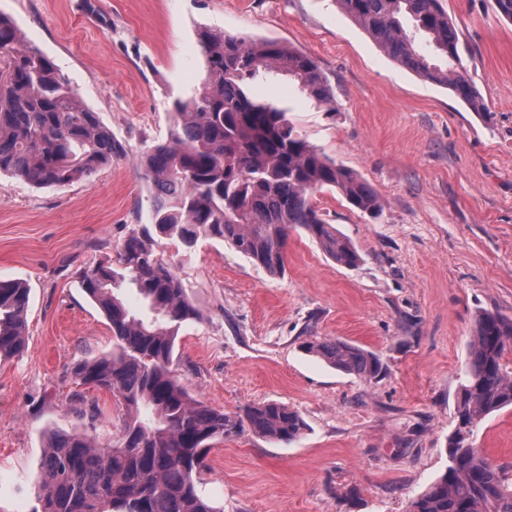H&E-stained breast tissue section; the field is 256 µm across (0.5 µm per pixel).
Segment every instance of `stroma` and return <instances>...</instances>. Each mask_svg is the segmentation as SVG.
<instances>
[{
  "label": "stroma",
  "instance_id": "35a3bbf8",
  "mask_svg": "<svg viewBox=\"0 0 512 512\" xmlns=\"http://www.w3.org/2000/svg\"><path fill=\"white\" fill-rule=\"evenodd\" d=\"M467 68L491 115L387 57L337 0H0L128 155L93 177L37 188L0 176V280L30 290L26 346L0 362V512H29L45 437L83 429L70 396L77 359L110 352L112 332L77 274L149 221L134 157L167 139L176 97L205 78L200 28L277 40L312 57L335 111L273 75L257 94L377 192L372 219L333 192L315 196L362 262L338 266L303 232L272 276L223 241L158 250L201 311L176 340L195 397L230 414L266 401L298 411L301 439L250 429L214 445L201 488L224 512H407L448 466L455 397L479 312L512 317V22L493 0H446ZM342 339L378 355L379 380L336 372L302 350ZM476 443L512 475V407ZM357 488L359 500L346 498Z\"/></svg>",
  "mask_w": 512,
  "mask_h": 512
}]
</instances>
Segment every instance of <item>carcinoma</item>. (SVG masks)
<instances>
[{
  "mask_svg": "<svg viewBox=\"0 0 512 512\" xmlns=\"http://www.w3.org/2000/svg\"><path fill=\"white\" fill-rule=\"evenodd\" d=\"M388 57L425 82L450 89L471 111L488 107L463 64L461 39L442 0H337ZM206 83L176 98L166 141L146 145L137 166L152 187L150 223L132 230L115 259L80 271V286L112 330V351L70 368L83 386L119 397L117 441L106 447L85 431H53L46 439L31 512H223L200 490L212 446L248 425L273 442L306 430L287 405L267 401L242 415L218 411L187 391L173 368L181 327L201 320L185 283L157 254L172 240L190 249L201 238L224 241L270 275L285 271L288 236L300 229L336 264L362 261L353 243L313 202L339 194L350 209L374 217L380 201L370 184L312 145L286 110L254 97L251 86L269 70L295 81L303 95L335 106L331 85L307 54L270 40L212 29L198 32ZM127 156L125 146L81 100L57 65L23 43L0 13V175L39 188L88 178ZM145 311L129 308L125 287ZM29 290L0 280V361L25 348ZM512 346V318L485 311L476 321L448 469L410 501L408 512H512V479L475 445L478 425L512 406V371L502 363ZM307 352L363 380L385 374L381 359L351 342L313 340ZM78 415L98 409L80 392Z\"/></svg>",
  "mask_w": 512,
  "mask_h": 512,
  "instance_id": "cac0c4a2",
  "label": "carcinoma"
}]
</instances>
